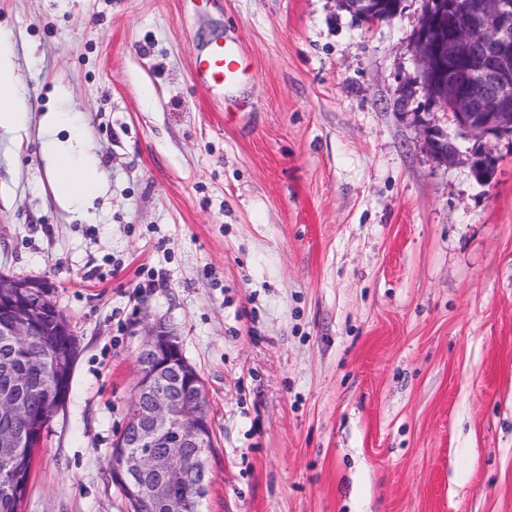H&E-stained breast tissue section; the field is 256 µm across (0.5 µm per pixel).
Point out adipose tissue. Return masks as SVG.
I'll return each mask as SVG.
<instances>
[{
  "mask_svg": "<svg viewBox=\"0 0 512 512\" xmlns=\"http://www.w3.org/2000/svg\"><path fill=\"white\" fill-rule=\"evenodd\" d=\"M7 32L0 30V129L12 130L19 126L26 103L15 85L11 62L6 51ZM82 138L72 133L67 139H50L49 158L61 178L66 198L76 207H84L102 190V176L98 169L79 161Z\"/></svg>",
  "mask_w": 512,
  "mask_h": 512,
  "instance_id": "1",
  "label": "adipose tissue"
}]
</instances>
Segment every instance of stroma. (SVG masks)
<instances>
[{
    "label": "stroma",
    "mask_w": 512,
    "mask_h": 512,
    "mask_svg": "<svg viewBox=\"0 0 512 512\" xmlns=\"http://www.w3.org/2000/svg\"><path fill=\"white\" fill-rule=\"evenodd\" d=\"M421 0H0L24 122L0 129V274L36 276L78 342L21 512H127L107 466L146 330L202 375V512H512V141L425 152ZM244 50L232 90L197 56ZM66 113L105 189L59 194ZM375 0H348L346 2L347 9L353 15L367 23H377L382 20H390L399 13L401 5L396 12H384L383 7H377Z\"/></svg>",
    "instance_id": "1"
}]
</instances>
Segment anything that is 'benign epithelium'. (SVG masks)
I'll use <instances>...</instances> for the list:
<instances>
[{"instance_id":"benign-epithelium-1","label":"benign epithelium","mask_w":512,"mask_h":512,"mask_svg":"<svg viewBox=\"0 0 512 512\" xmlns=\"http://www.w3.org/2000/svg\"><path fill=\"white\" fill-rule=\"evenodd\" d=\"M346 5L356 18L371 24L396 16L374 0H347ZM415 44L420 76L400 86L402 102L422 92L430 106L475 141L512 138V0H470L465 13L449 24L443 10H425ZM422 141L438 163L457 155L448 128L438 121L423 125ZM498 166L499 156L492 149L482 146L473 152L471 168L479 182L491 183ZM50 288L38 277L1 274L0 326L14 340L45 349L61 337L73 360L78 344L68 317L56 307L53 330L43 327ZM135 362L132 411L112 443V483L127 491L128 512H139L143 500L156 512H177L186 449H196L191 464L194 492L202 496L208 485L207 456L214 444L206 385L180 338L160 321L144 336ZM27 385L26 374L16 372L0 386L1 448L19 446L24 424L30 439L43 441L39 416L21 394Z\"/></svg>"}]
</instances>
